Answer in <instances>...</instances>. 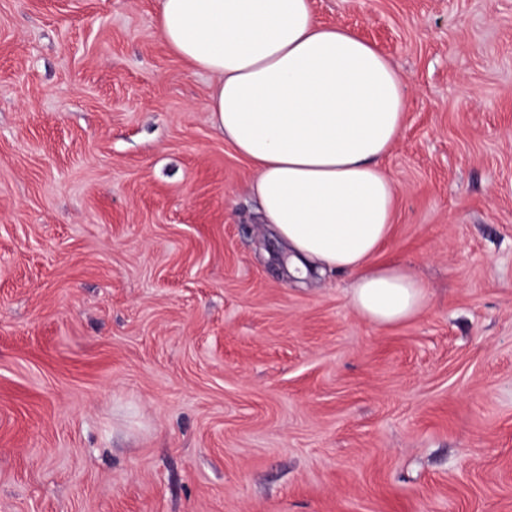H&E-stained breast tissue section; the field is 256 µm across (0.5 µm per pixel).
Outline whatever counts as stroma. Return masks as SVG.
Masks as SVG:
<instances>
[{
    "label": "stroma",
    "instance_id": "1",
    "mask_svg": "<svg viewBox=\"0 0 512 512\" xmlns=\"http://www.w3.org/2000/svg\"><path fill=\"white\" fill-rule=\"evenodd\" d=\"M158 0H0V512H512V0H313L406 80L363 319L293 279Z\"/></svg>",
    "mask_w": 512,
    "mask_h": 512
}]
</instances>
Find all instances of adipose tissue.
<instances>
[{
	"instance_id": "obj_1",
	"label": "adipose tissue",
	"mask_w": 512,
	"mask_h": 512,
	"mask_svg": "<svg viewBox=\"0 0 512 512\" xmlns=\"http://www.w3.org/2000/svg\"><path fill=\"white\" fill-rule=\"evenodd\" d=\"M165 44L215 80L208 110L252 165L263 224L294 276L345 273L363 318L390 325L425 306L407 269L375 263L397 188L383 167L406 116L402 73L312 0H159Z\"/></svg>"
}]
</instances>
